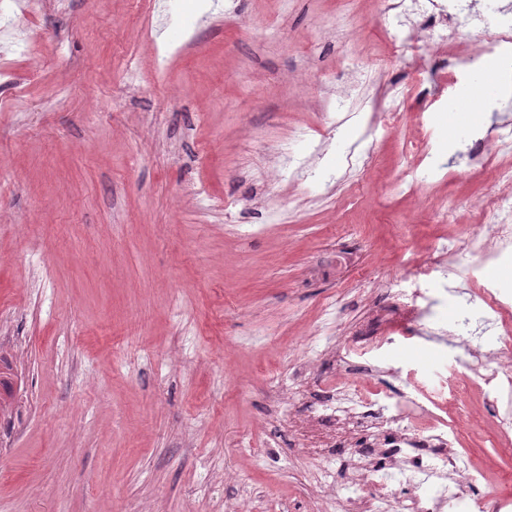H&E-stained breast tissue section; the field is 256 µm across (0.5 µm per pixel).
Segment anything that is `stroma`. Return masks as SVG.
Listing matches in <instances>:
<instances>
[{"instance_id": "obj_1", "label": "stroma", "mask_w": 512, "mask_h": 512, "mask_svg": "<svg viewBox=\"0 0 512 512\" xmlns=\"http://www.w3.org/2000/svg\"><path fill=\"white\" fill-rule=\"evenodd\" d=\"M410 27L383 0H42L25 55L0 53V354L25 381L0 417V512H324L336 466L274 391L348 346L337 326L382 298L368 274L426 292L436 328L483 312L484 287L512 302L484 269L461 268L464 299L409 275L448 231L438 207L490 223V173L454 154L512 121L505 90L449 131L469 79ZM374 100L399 128L367 130ZM457 353L397 333L318 387L368 388L369 366L428 383ZM487 411L469 391L459 449L512 475Z\"/></svg>"}]
</instances>
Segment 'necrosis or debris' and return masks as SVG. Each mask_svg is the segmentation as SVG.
Returning a JSON list of instances; mask_svg holds the SVG:
<instances>
[{
  "label": "necrosis or debris",
  "instance_id": "necrosis-or-debris-1",
  "mask_svg": "<svg viewBox=\"0 0 512 512\" xmlns=\"http://www.w3.org/2000/svg\"><path fill=\"white\" fill-rule=\"evenodd\" d=\"M497 26L479 47L455 53V71L512 62V15L499 14ZM471 154L490 169L498 187L483 202L492 221L464 235L436 238L431 257L415 269L418 278L437 273L450 282L459 263L474 270L512 259V124H501L493 139L476 140ZM391 295L394 308L374 311L355 330L361 348L390 341L396 326L413 335L429 331L430 303L396 289ZM448 339L462 349L457 369L432 386H417L399 405H392L381 388L368 397L348 386L314 396L320 425L344 428L325 450L348 449L350 465L361 473L352 492L337 497L340 512H512V494L488 485L485 473L458 451L461 426L450 413L464 388L478 387L489 403L499 444L512 446V346L486 348L470 321L457 322ZM399 474L405 485L396 484ZM483 483L488 486L484 493L479 490Z\"/></svg>",
  "mask_w": 512,
  "mask_h": 512
}]
</instances>
